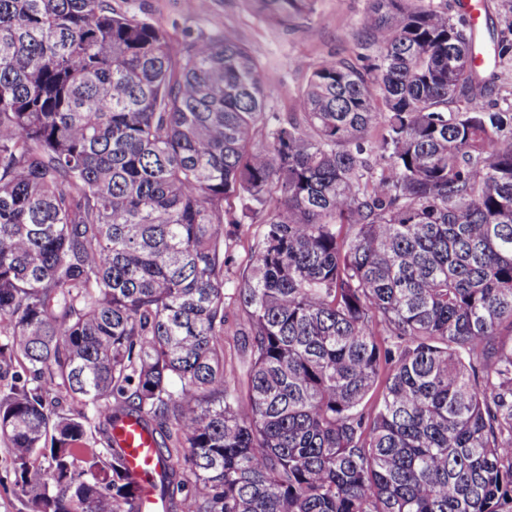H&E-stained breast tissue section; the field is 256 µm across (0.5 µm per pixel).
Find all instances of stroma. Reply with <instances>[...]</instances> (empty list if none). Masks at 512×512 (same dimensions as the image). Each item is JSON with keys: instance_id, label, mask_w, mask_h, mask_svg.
Returning <instances> with one entry per match:
<instances>
[{"instance_id": "stroma-1", "label": "stroma", "mask_w": 512, "mask_h": 512, "mask_svg": "<svg viewBox=\"0 0 512 512\" xmlns=\"http://www.w3.org/2000/svg\"><path fill=\"white\" fill-rule=\"evenodd\" d=\"M485 27L476 41L492 54L496 69L475 73L479 100L496 112H512V0H480ZM136 9L166 29L174 40L186 33L223 31L236 37L264 65L269 79L266 109L294 112L311 70L325 58L358 62L363 54V19L370 0H314L309 16L282 24L261 13L254 0H136ZM264 229L260 222L239 224L224 242V291L232 293L251 261V247ZM224 323V376L245 390L240 358L245 324L234 305Z\"/></svg>"}]
</instances>
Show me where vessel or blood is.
I'll return each instance as SVG.
<instances>
[{
    "label": "vessel or blood",
    "instance_id": "b4317fda",
    "mask_svg": "<svg viewBox=\"0 0 512 512\" xmlns=\"http://www.w3.org/2000/svg\"><path fill=\"white\" fill-rule=\"evenodd\" d=\"M112 438L123 449L129 468L138 473L145 501H153V483L161 473L153 433L136 418L127 417L113 429Z\"/></svg>",
    "mask_w": 512,
    "mask_h": 512
}]
</instances>
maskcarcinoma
<instances>
[{
  "instance_id": "obj_1",
  "label": "carcinoma",
  "mask_w": 512,
  "mask_h": 512,
  "mask_svg": "<svg viewBox=\"0 0 512 512\" xmlns=\"http://www.w3.org/2000/svg\"><path fill=\"white\" fill-rule=\"evenodd\" d=\"M406 2L271 117L222 32L0 0V438L28 512H139L133 415L169 512H512V113L478 102L466 20ZM257 215L243 399L224 225ZM112 438L114 444L123 449L129 468L138 473L145 501L156 503L153 483L161 469L154 434L135 417H127L112 430Z\"/></svg>"
}]
</instances>
